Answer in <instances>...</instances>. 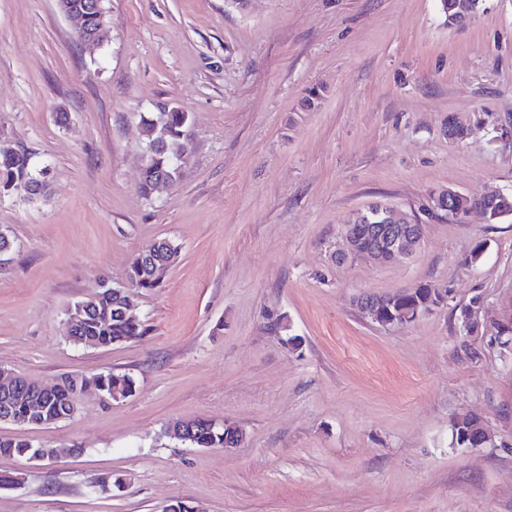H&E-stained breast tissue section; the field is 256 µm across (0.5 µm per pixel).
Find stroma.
<instances>
[{"label": "stroma", "mask_w": 512, "mask_h": 512, "mask_svg": "<svg viewBox=\"0 0 512 512\" xmlns=\"http://www.w3.org/2000/svg\"><path fill=\"white\" fill-rule=\"evenodd\" d=\"M107 7L89 46L56 0H0V130L49 168L44 196L0 195L14 240L0 368L50 386L126 374L136 391H85L47 427L1 422L0 437L65 454L0 457L23 478L0 488V512H161L174 497L204 512H512V351L484 334L512 312V220L425 213L442 187L512 193V0H485L462 28L440 0ZM167 106L190 115L191 155L147 198L141 118ZM451 116L466 138L445 136ZM374 202L422 220L420 250L337 264L344 224ZM162 238L181 256L159 288L131 292L146 334L68 342L66 309L101 280L127 285ZM418 283L448 300L410 324H374L356 304ZM475 298L470 334L458 314ZM280 314L299 347L273 328ZM465 413L493 444L451 447ZM197 418L245 438L195 448L164 432Z\"/></svg>", "instance_id": "35a3bbf8"}]
</instances>
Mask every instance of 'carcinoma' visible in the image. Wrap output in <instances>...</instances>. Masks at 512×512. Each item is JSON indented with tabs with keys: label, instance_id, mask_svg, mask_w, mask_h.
Here are the masks:
<instances>
[{
	"label": "carcinoma",
	"instance_id": "cac0c4a2",
	"mask_svg": "<svg viewBox=\"0 0 512 512\" xmlns=\"http://www.w3.org/2000/svg\"><path fill=\"white\" fill-rule=\"evenodd\" d=\"M190 120L189 113L180 110L160 112L155 116L141 118L144 135L142 153V177L138 186L139 192L151 196L155 183L163 178L171 184L177 183L181 176V159L188 158L191 146L183 138L184 128ZM40 171L38 164L29 154L22 152H0V190L12 193L33 194L38 191L34 184H41L37 176ZM178 252V245L168 239L158 242L154 259L146 261L135 256L129 267L132 284L143 291L156 288L151 279L154 264L168 261ZM430 283H421L406 288L399 293L379 296L382 308L391 311L393 318L408 324L417 319L430 301ZM83 306L82 320L74 330L75 343L86 348H109L114 345L132 341L146 333L145 323L131 322L124 317L121 298L106 290L97 295L79 301ZM21 390L34 395V408H46L49 413L60 418L66 416L72 396L74 384L87 388L93 387L112 397L116 393L128 397L135 391V381L126 374L97 373L92 375H67L50 393H41L38 384L25 378L18 379ZM194 428L196 448L224 447V428L212 429L200 419L189 421ZM451 445L465 448L474 441L485 436L484 430L475 429L467 421H455L451 428ZM37 451L36 446L23 439H0V456L12 457L31 455Z\"/></svg>",
	"mask_w": 512,
	"mask_h": 512
}]
</instances>
